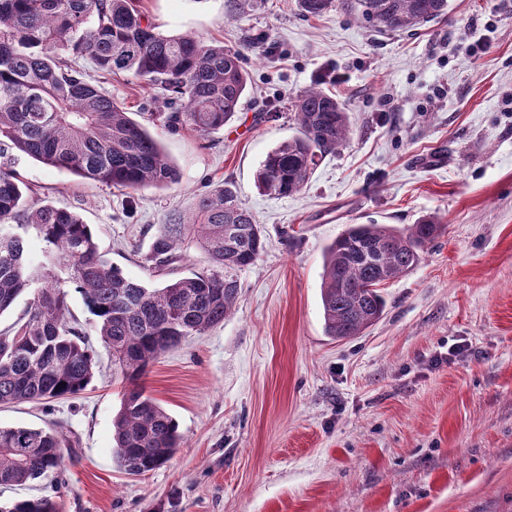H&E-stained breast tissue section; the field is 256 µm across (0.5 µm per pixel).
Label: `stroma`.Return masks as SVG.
Wrapping results in <instances>:
<instances>
[{"mask_svg":"<svg viewBox=\"0 0 512 512\" xmlns=\"http://www.w3.org/2000/svg\"><path fill=\"white\" fill-rule=\"evenodd\" d=\"M225 0H136L162 35L238 51L250 78L237 119L201 136L153 128L180 172L168 187L115 188L18 156L30 202L90 224L128 278L166 215L231 182L265 248L238 271L232 315L187 338L143 378L181 444L139 477L112 458L124 383L82 295L67 303L97 353L79 396L0 406V425L64 424L53 477L0 500L48 495L60 512H512V0H448L411 32L354 12L304 17L265 0L224 17ZM132 112L161 91L133 73L98 78ZM346 105L352 135L299 193L261 194L266 154L297 127L287 101L312 84ZM278 112L260 121L262 106ZM446 224L421 263L382 287L362 336L326 335L324 254L350 225Z\"/></svg>","mask_w":512,"mask_h":512,"instance_id":"1","label":"stroma"}]
</instances>
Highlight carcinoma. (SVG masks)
Here are the masks:
<instances>
[{
  "mask_svg": "<svg viewBox=\"0 0 512 512\" xmlns=\"http://www.w3.org/2000/svg\"><path fill=\"white\" fill-rule=\"evenodd\" d=\"M298 3L306 17L339 7L384 31H409L448 13V0ZM75 57L89 59L101 74L131 71L165 92V111L150 113L148 121L171 132L224 128L247 91L239 52L188 35L164 36L132 0H0V144L114 187L169 186L180 173L145 125ZM291 113L299 134L268 152L256 174L265 195L300 192L322 158L350 139L345 104L317 85L297 95ZM442 232L439 222L424 219L404 229L354 224L337 238L323 272L326 334L362 335L384 313L381 285L413 270ZM30 234L44 245L36 264ZM263 246L261 225L225 181L200 195L191 212L171 213L158 225L145 261L167 279L148 287L112 265L73 210L25 206L17 173L1 163L0 314L33 287L37 296L26 320L0 333V404L76 397L92 382L95 352L67 319L63 285L73 284L125 382L112 423L113 460L135 476L165 464L180 447L178 424L146 395L142 379L166 351L224 322L239 297L237 271L255 264ZM192 248L207 256V267L174 276ZM66 442L58 428L0 426V486L50 477ZM0 512H59V506L43 496L0 501Z\"/></svg>",
  "mask_w": 512,
  "mask_h": 512,
  "instance_id": "1",
  "label": "carcinoma"
}]
</instances>
